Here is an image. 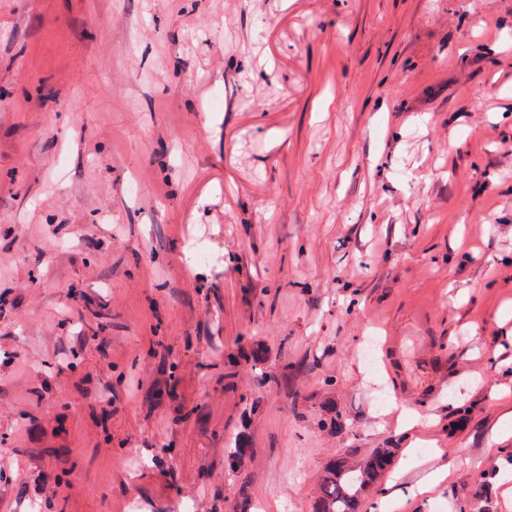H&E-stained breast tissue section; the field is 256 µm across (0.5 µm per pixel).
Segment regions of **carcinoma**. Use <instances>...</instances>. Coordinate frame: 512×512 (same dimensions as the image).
<instances>
[{"label": "carcinoma", "instance_id": "1", "mask_svg": "<svg viewBox=\"0 0 512 512\" xmlns=\"http://www.w3.org/2000/svg\"><path fill=\"white\" fill-rule=\"evenodd\" d=\"M248 442L240 433L224 452V467L242 471L247 464ZM395 457L393 448H375L361 454L349 449L330 459L318 479L313 512H362L365 500L384 478Z\"/></svg>", "mask_w": 512, "mask_h": 512}]
</instances>
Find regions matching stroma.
I'll list each match as a JSON object with an SVG mask.
<instances>
[{
	"instance_id": "stroma-1",
	"label": "stroma",
	"mask_w": 512,
	"mask_h": 512,
	"mask_svg": "<svg viewBox=\"0 0 512 512\" xmlns=\"http://www.w3.org/2000/svg\"><path fill=\"white\" fill-rule=\"evenodd\" d=\"M1 229L0 512H512V0H0ZM248 442L244 431L235 438L233 447L224 452V467L233 472H241L247 464ZM395 449L375 448L361 454L349 449L330 459L318 479L313 512H362L365 500L384 478Z\"/></svg>"
}]
</instances>
